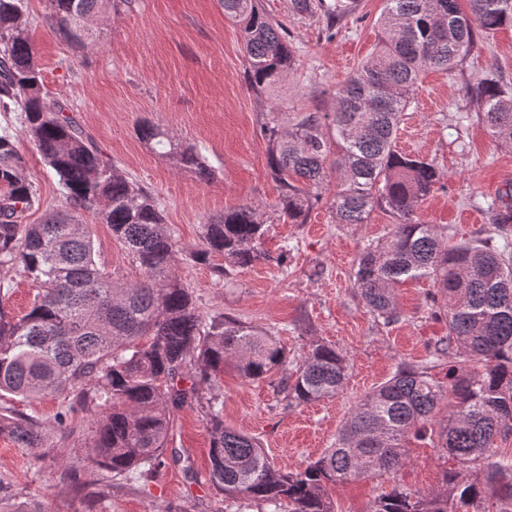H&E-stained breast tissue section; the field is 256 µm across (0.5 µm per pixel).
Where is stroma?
<instances>
[{
  "instance_id": "35a3bbf8",
  "label": "stroma",
  "mask_w": 512,
  "mask_h": 512,
  "mask_svg": "<svg viewBox=\"0 0 512 512\" xmlns=\"http://www.w3.org/2000/svg\"><path fill=\"white\" fill-rule=\"evenodd\" d=\"M262 10L288 28L295 65L271 94L254 92L246 77L239 26L224 15L221 0H132L105 8L95 19L86 47L63 42L48 29L49 0H24L23 21L37 54L43 88L67 104L102 155L159 201L165 224L183 250L197 246L204 224L244 204L259 206L272 226L263 247L283 264L261 262L237 270L228 285L217 284L208 262L178 263L176 273L204 312L221 313L274 333L291 360L310 341L335 345L351 371L335 396L295 406L276 383L248 382L225 369L212 387L224 402V423L259 439L270 460L285 470L304 467L336 439L351 410L402 362L430 358L448 336L445 316L430 313L431 279L410 280L397 289L401 318L374 321L353 287L361 245L389 231L398 218L375 208L364 224L336 223L335 186L323 190L301 224L276 221L281 186L273 178L269 146L260 126L266 114L329 111L333 96L373 50L384 0H357L353 14L328 33L319 13H296L290 0H260ZM512 83V26L477 39L469 55L445 72H425L405 113L396 146L400 153L433 161L440 173L436 191L421 204L420 219L458 238L483 236L493 216L488 200L512 188V148L497 145L478 120L479 104L466 86L488 75ZM155 124L183 144L197 147L212 175L200 180L160 156L138 129ZM0 127L15 134L24 174L39 196L24 221L39 224L64 204L58 176L25 135L20 114L0 107ZM460 132L465 143L450 139ZM96 259L106 272L137 277L122 241L98 213L84 212ZM76 432L54 448H20L0 437V485L41 512H269L259 503L224 498L209 476L210 435L199 407L174 412L165 464L138 481L115 480L110 494L86 510L69 484L56 478L61 461L75 462L89 443L92 417L78 413ZM445 464L436 449L415 441L396 477L356 480L332 491L336 512H369L393 484L425 493L441 484Z\"/></svg>"
}]
</instances>
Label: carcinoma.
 <instances>
[{
	"instance_id": "cac0c4a2",
	"label": "carcinoma",
	"mask_w": 512,
	"mask_h": 512,
	"mask_svg": "<svg viewBox=\"0 0 512 512\" xmlns=\"http://www.w3.org/2000/svg\"><path fill=\"white\" fill-rule=\"evenodd\" d=\"M102 0H50L49 29L75 46ZM224 15L240 25L246 75L257 92H273L294 65L288 29L257 0H222ZM386 0L381 36L333 97L330 112H270L262 122L271 173L283 188L278 217L301 224L336 172L332 203L338 224H364L375 206L400 222L365 243L354 262L353 288L375 321L400 319L396 287L420 277L437 285L432 306L448 318V338L437 349L454 363L448 382L426 364L401 363L353 409L334 444L305 467L274 466L259 441L224 425V402L203 386L231 365L249 382L280 374L279 387L297 406L336 396L349 377L347 358L313 340L301 360L288 361L267 332L221 313L199 310L175 274L187 262L224 256L217 283L237 268L281 262L261 250L268 225L254 205L224 212L203 225L202 247L181 252L153 194L104 160L68 106L43 94L40 68L22 19V0H0V106L20 112L23 128L65 193L64 209L41 224L22 223L37 202L24 176L25 160L9 130L0 132V269L35 285L30 310L13 316L0 303V399L30 403L61 399L55 423L74 433L73 416L101 409L93 436L76 466L59 479L81 475H144L164 464L171 413L200 405L210 434L213 485L224 498L274 507L273 512H335L329 489L351 480L393 474L408 463L410 438L428 439L444 456L474 469L470 478L446 469L440 488L421 495L400 486L375 500L371 512H512V455L495 441L512 435V240L488 235L456 240L447 228L416 218L437 188L434 164L403 155L395 135L427 69H454L476 36L512 26V0ZM297 13L320 12L330 26L350 15L349 0H291ZM491 138L512 147V85L496 76L467 88ZM143 140L182 169L207 172L201 152L162 129H140ZM492 201L494 230L512 222V194ZM95 211L121 239L139 271L133 281L105 273L79 214ZM190 373V386L179 383ZM446 415L436 419L440 407ZM20 448H54L55 431L14 405L0 406V435Z\"/></svg>"
}]
</instances>
